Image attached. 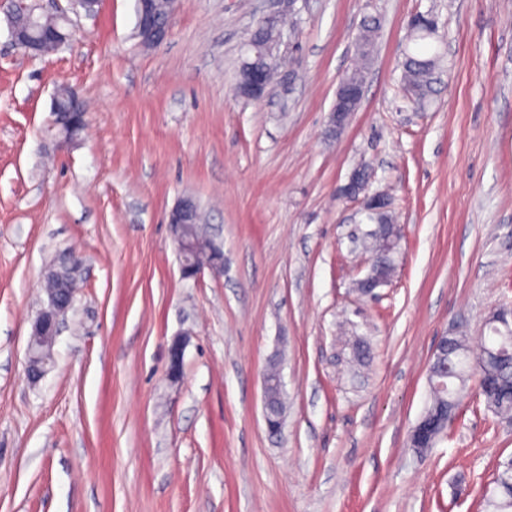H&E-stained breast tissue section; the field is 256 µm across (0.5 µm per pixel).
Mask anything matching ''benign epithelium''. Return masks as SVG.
Masks as SVG:
<instances>
[{"label": "benign epithelium", "mask_w": 512, "mask_h": 512, "mask_svg": "<svg viewBox=\"0 0 512 512\" xmlns=\"http://www.w3.org/2000/svg\"><path fill=\"white\" fill-rule=\"evenodd\" d=\"M13 8L8 17L9 29L12 41L22 49L30 58H37L45 55V48L59 49L67 40V36L59 32L54 26L40 28L39 36L35 41L21 40L17 30L16 19L20 16L31 17L36 13L37 5L32 0H12ZM180 0H171L169 12L164 22L157 23V10L152 0H136V8L140 19V33L142 43L151 47L161 45L166 39L170 22ZM279 41L266 46L255 57L262 61L258 67H249L245 73V92L248 98H263L267 95L273 83V76L276 74V56L274 50ZM363 81H355L350 74L342 76L336 91V104L330 112V125L332 130L341 132L348 121L350 113L346 107L356 101H360L364 95ZM54 120L53 125L63 130L62 143L70 144L76 142L87 127V112L82 105L78 93H73L71 102L64 106L59 102L53 103ZM370 174L364 168L354 170L347 183L340 192L347 198L359 199L363 205V211L369 214H383L390 206V200L383 192L368 193ZM192 199L181 198L169 210L167 224H169L173 240L177 250L182 255L181 275L186 279H196L204 271H209L215 276L224 273V254L214 241L199 242L190 241L186 236L188 225L195 223L196 212L191 205ZM82 265L81 259L69 253L63 256L58 264L47 271L44 280L51 283L62 282L79 269ZM380 265L372 261L370 271L363 279L358 281V288L361 293L370 295L373 291L386 283L389 278L379 274ZM48 305L42 309L33 323L32 337L28 346L26 371L28 378L35 381L40 379L44 373L46 362L45 352L52 349L60 331V321L73 305L74 290L71 288H48L46 289ZM186 339L175 336L171 339L168 347V362L166 375L172 382L181 378L183 370L184 351ZM272 391H283V384L279 369L276 363H271L269 370L263 377V417L269 433H280L283 423L285 407L277 400L271 398ZM448 425H431L419 423L415 425L409 435V444L418 453L434 446L439 437L447 430Z\"/></svg>", "instance_id": "obj_1"}]
</instances>
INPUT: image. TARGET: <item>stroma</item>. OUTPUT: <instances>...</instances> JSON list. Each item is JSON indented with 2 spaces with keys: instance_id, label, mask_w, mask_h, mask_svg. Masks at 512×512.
<instances>
[{
  "instance_id": "stroma-1",
  "label": "stroma",
  "mask_w": 512,
  "mask_h": 512,
  "mask_svg": "<svg viewBox=\"0 0 512 512\" xmlns=\"http://www.w3.org/2000/svg\"><path fill=\"white\" fill-rule=\"evenodd\" d=\"M71 41L12 42L0 0V512H484L512 425L469 394L424 455L407 446L449 329L479 351L512 309V0H296L259 101L236 75L282 0H185L143 49L135 0H38ZM439 18L443 69L425 100L401 81L406 23ZM380 23L358 112L328 115L365 18ZM89 123L63 147L52 98ZM387 191L401 237L365 297L340 186L358 167ZM200 206L224 273L182 278L166 216ZM80 288L38 383L32 323L59 253ZM187 334L183 374L166 376ZM281 356L286 415L270 434L263 372ZM186 345L182 336H174L169 343L166 375L170 381L176 382L181 378Z\"/></svg>"
}]
</instances>
